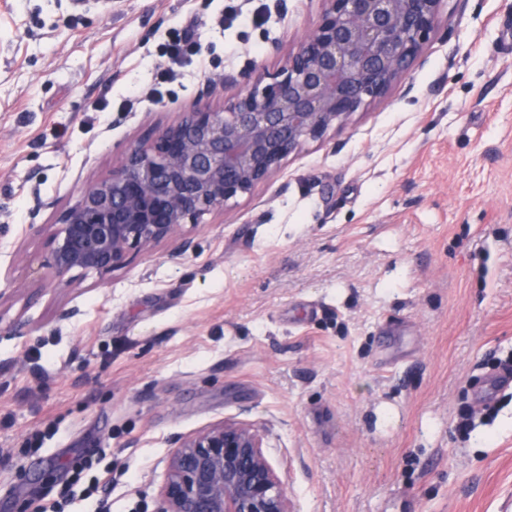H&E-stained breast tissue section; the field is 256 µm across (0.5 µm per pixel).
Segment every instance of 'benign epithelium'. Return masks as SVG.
I'll return each mask as SVG.
<instances>
[{"instance_id": "1", "label": "benign epithelium", "mask_w": 512, "mask_h": 512, "mask_svg": "<svg viewBox=\"0 0 512 512\" xmlns=\"http://www.w3.org/2000/svg\"><path fill=\"white\" fill-rule=\"evenodd\" d=\"M315 28L267 82L227 111L180 113L132 145L109 178L85 188L47 234L57 284L104 273L276 175L308 141L384 98L422 55L445 0H322ZM162 512H290L285 487L251 427L224 421L178 440Z\"/></svg>"}]
</instances>
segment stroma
I'll return each instance as SVG.
<instances>
[{"instance_id":"obj_1","label":"stroma","mask_w":512,"mask_h":512,"mask_svg":"<svg viewBox=\"0 0 512 512\" xmlns=\"http://www.w3.org/2000/svg\"><path fill=\"white\" fill-rule=\"evenodd\" d=\"M320 0H0V512H160L177 439L262 438L291 512H512V0H445L407 79L179 236L56 287L47 238ZM202 55L166 74L190 21ZM190 248H183V241ZM23 321L22 331L13 324Z\"/></svg>"}]
</instances>
